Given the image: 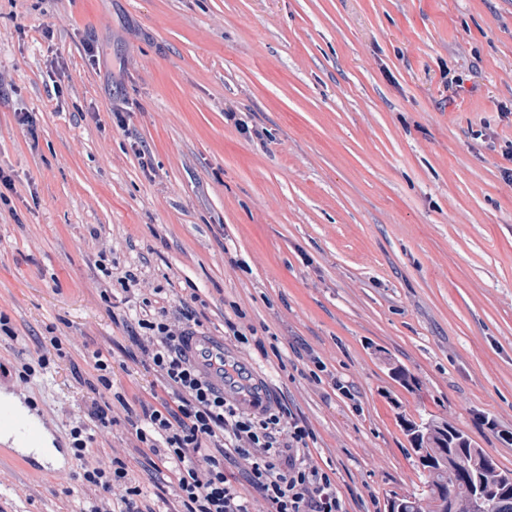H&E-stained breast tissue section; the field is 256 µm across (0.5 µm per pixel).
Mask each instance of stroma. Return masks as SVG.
I'll return each mask as SVG.
<instances>
[{
  "label": "stroma",
  "instance_id": "35a3bbf8",
  "mask_svg": "<svg viewBox=\"0 0 512 512\" xmlns=\"http://www.w3.org/2000/svg\"><path fill=\"white\" fill-rule=\"evenodd\" d=\"M490 137L512 140V0H0V391L62 457L0 443V512H84L70 432L117 394L96 453L173 496L127 421L156 382L125 354L142 296L103 302V260L171 309L194 290L209 335L244 313L256 339L230 350L315 431L347 512L421 491L408 419L512 470V187Z\"/></svg>",
  "mask_w": 512,
  "mask_h": 512
}]
</instances>
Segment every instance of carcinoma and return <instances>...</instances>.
<instances>
[{
    "mask_svg": "<svg viewBox=\"0 0 512 512\" xmlns=\"http://www.w3.org/2000/svg\"><path fill=\"white\" fill-rule=\"evenodd\" d=\"M430 447L417 449L424 470L422 492L402 496L407 512H512V470L501 468L461 429L432 415L421 420ZM478 477L480 496H462L465 479Z\"/></svg>",
    "mask_w": 512,
    "mask_h": 512,
    "instance_id": "carcinoma-1",
    "label": "carcinoma"
}]
</instances>
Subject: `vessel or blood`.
Here are the masks:
<instances>
[{
    "instance_id": "vessel-or-blood-1",
    "label": "vessel or blood",
    "mask_w": 512,
    "mask_h": 512,
    "mask_svg": "<svg viewBox=\"0 0 512 512\" xmlns=\"http://www.w3.org/2000/svg\"><path fill=\"white\" fill-rule=\"evenodd\" d=\"M187 350L202 372L223 389L227 399L234 405L252 411L261 410L266 405L267 395L263 389L255 387L241 376L224 375L222 364L230 360L231 354L217 338L201 334L192 336ZM3 432L13 433L26 442L34 443L40 439L42 428L25 417L0 408V433Z\"/></svg>"
}]
</instances>
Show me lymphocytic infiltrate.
Returning a JSON list of instances; mask_svg holds the SVG:
<instances>
[{"mask_svg":"<svg viewBox=\"0 0 512 512\" xmlns=\"http://www.w3.org/2000/svg\"><path fill=\"white\" fill-rule=\"evenodd\" d=\"M136 324L132 342L160 387L130 425L136 450L165 472L174 512H250L238 487L242 479L269 512H345L335 478L309 451L313 430L288 405L242 411L189 359L187 338L202 325L194 306L184 300L172 311L146 299ZM71 436L73 454L84 463L82 477L94 492L88 512H154L132 483L125 458L115 453L85 464L93 437L78 429ZM229 461L238 472L226 470Z\"/></svg>","mask_w":512,"mask_h":512,"instance_id":"obj_1","label":"lymphocytic infiltrate"}]
</instances>
